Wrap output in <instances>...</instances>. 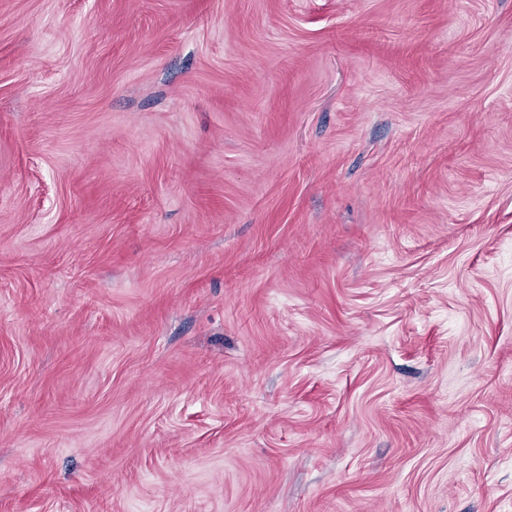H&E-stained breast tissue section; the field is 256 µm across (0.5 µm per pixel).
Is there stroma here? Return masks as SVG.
I'll return each instance as SVG.
<instances>
[{"mask_svg":"<svg viewBox=\"0 0 512 512\" xmlns=\"http://www.w3.org/2000/svg\"><path fill=\"white\" fill-rule=\"evenodd\" d=\"M0 512H512V0H0Z\"/></svg>","mask_w":512,"mask_h":512,"instance_id":"stroma-1","label":"stroma"}]
</instances>
